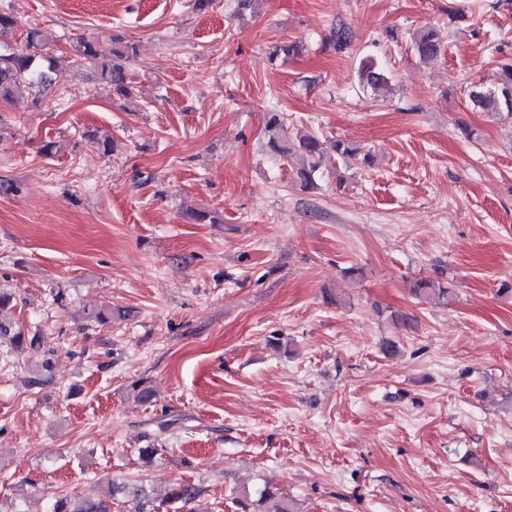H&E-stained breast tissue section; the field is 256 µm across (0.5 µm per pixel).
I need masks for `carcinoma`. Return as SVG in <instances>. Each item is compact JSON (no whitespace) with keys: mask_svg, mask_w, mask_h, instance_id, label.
<instances>
[{"mask_svg":"<svg viewBox=\"0 0 512 512\" xmlns=\"http://www.w3.org/2000/svg\"><path fill=\"white\" fill-rule=\"evenodd\" d=\"M413 47L423 60L437 57L443 50L442 37L434 28L416 31L412 37ZM350 44L349 29L337 26L329 37V47L338 53L346 51ZM136 44L120 39L112 40V46L101 48L94 44L83 45L82 55L86 59L101 61L100 75L108 80L116 94L130 95L125 74V63L136 56ZM65 70L63 59L32 53L0 52V98L10 100L23 87L45 89L51 86L53 77ZM360 82L378 93L389 87V77L382 64L374 57L362 59L358 66ZM471 101L482 110L512 119V62L500 64L496 81L489 87L474 85L468 92ZM264 132L271 152L297 163L295 174L306 190L317 188L315 176L320 169V160L331 149L343 159L362 158L369 163V154L348 141L337 139L326 142L315 135H306L296 140L287 133L283 113H267ZM412 292L417 296L445 299L448 288L444 283L424 278L416 283ZM16 306L15 294L0 288V345L7 344L22 352L36 351L41 347V336H29L1 317L7 309ZM236 502L240 512H295L288 494L271 482L251 488L241 485L236 488ZM131 504L132 512H155V499L146 489L112 482L94 494L71 495L53 502L51 512H112V503L118 497Z\"/></svg>","mask_w":512,"mask_h":512,"instance_id":"carcinoma-1","label":"carcinoma"}]
</instances>
